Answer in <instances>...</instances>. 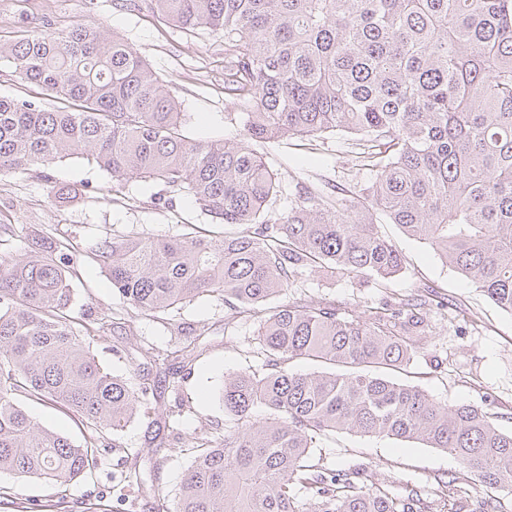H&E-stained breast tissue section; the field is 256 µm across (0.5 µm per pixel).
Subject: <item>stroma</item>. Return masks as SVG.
Returning a JSON list of instances; mask_svg holds the SVG:
<instances>
[{"label":"stroma","instance_id":"35a3bbf8","mask_svg":"<svg viewBox=\"0 0 512 512\" xmlns=\"http://www.w3.org/2000/svg\"><path fill=\"white\" fill-rule=\"evenodd\" d=\"M78 22L99 25L108 35L118 34L147 60L179 101L191 137L210 140L243 135L242 123L227 118L240 106L224 91L223 33L202 30L189 35L147 10L128 8L124 0H0V44L4 46L35 31L52 33ZM348 143L347 134L337 133L320 139L313 150L291 140L257 145V152L283 185L282 194L267 207L268 219L276 220L287 212L298 183L368 184L371 174L353 168ZM61 185L76 187L73 203L54 202L51 191ZM1 222L14 229L11 237L0 242V257L5 259L23 254L30 238L38 234L68 240L82 253L110 234L174 237L189 224L202 231L213 227L212 218L193 197L169 196L158 181L133 177L115 183L110 174L78 155L27 173L0 175ZM381 230L401 251L406 264L404 272L386 287L307 271L288 290V299L340 305L353 317L430 287L459 302L464 318L450 321L431 313L418 353L396 378L450 407L476 404L500 429L512 430V314L499 309L428 245L408 237L397 225L385 223ZM74 288L71 313L75 317L94 320L123 306L108 275L93 262L80 267ZM174 317L183 328L177 337H170L159 322L139 317L136 334L127 336L115 330L94 344L99 360L113 372L132 375L137 381L152 370L145 356L149 348L161 350L173 341L192 343L200 355L178 372L174 382H156L147 409L120 435L108 436L113 449L91 475L77 479L62 494L44 482H27L23 493L32 500L34 512H82L80 501L97 494L103 495L111 512H158L153 500L141 493L125 500L113 496V477L137 463L147 480L168 495H176L191 463L188 449L194 438L223 435L225 375L262 365L254 351L257 325L248 314L236 313L208 296L183 304ZM313 455L330 468L365 466L374 482L387 476L399 483L451 480L456 497L476 500L484 495L483 487L468 480L456 458L419 442L340 432L324 437Z\"/></svg>","mask_w":512,"mask_h":512}]
</instances>
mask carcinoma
<instances>
[{"mask_svg":"<svg viewBox=\"0 0 512 512\" xmlns=\"http://www.w3.org/2000/svg\"><path fill=\"white\" fill-rule=\"evenodd\" d=\"M187 32H224V90L243 107L244 134L200 143L178 102L122 38L78 22L34 32L0 55L56 99L46 109L0 98V173L79 155L117 181H160L192 196L222 224L246 229L210 241L114 235L89 258L127 307L166 320L209 295L258 323L261 369L224 378V435L201 438L174 499L125 479L166 512H431L448 483L394 491L357 469L312 463L329 432L421 441L456 457L486 488L472 512H512V432L471 404L453 407L386 372L409 361L430 312L461 314L434 290L374 307L363 318L321 303L271 300L302 271L385 280L403 269L377 227L384 216L512 314V0H147ZM345 132L360 189L303 187L288 212L265 219L282 185L253 142H314ZM81 254L36 236L0 261V487L12 512H33L30 478L64 487L94 469L106 433L147 404L150 385L112 374L95 336L70 315ZM187 346L153 356L168 373ZM305 358L342 371L293 373ZM50 402L88 429L84 445L38 424L17 398ZM269 412L255 418L257 408Z\"/></svg>","mask_w":512,"mask_h":512,"instance_id":"obj_1","label":"carcinoma"}]
</instances>
